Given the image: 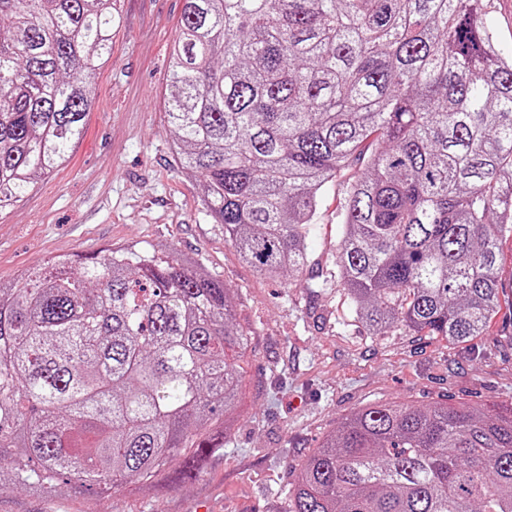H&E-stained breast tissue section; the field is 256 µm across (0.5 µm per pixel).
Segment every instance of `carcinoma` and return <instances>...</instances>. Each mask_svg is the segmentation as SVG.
<instances>
[{"mask_svg": "<svg viewBox=\"0 0 512 512\" xmlns=\"http://www.w3.org/2000/svg\"><path fill=\"white\" fill-rule=\"evenodd\" d=\"M484 0H183L164 114L224 241L296 281L338 187L336 287L370 336L450 344L501 310L512 56ZM114 0H0V205L80 133ZM249 336L229 289L159 240L0 286V474L110 495L224 447ZM286 512H512V406L372 404L307 455Z\"/></svg>", "mask_w": 512, "mask_h": 512, "instance_id": "carcinoma-1", "label": "carcinoma"}]
</instances>
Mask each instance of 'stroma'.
Returning a JSON list of instances; mask_svg holds the SVG:
<instances>
[{"label": "stroma", "mask_w": 512, "mask_h": 512, "mask_svg": "<svg viewBox=\"0 0 512 512\" xmlns=\"http://www.w3.org/2000/svg\"><path fill=\"white\" fill-rule=\"evenodd\" d=\"M109 61L93 72L91 102L67 160L25 199L0 210V284L64 255L149 249L164 239L195 255L229 288L250 337L240 415L195 481L92 496L0 489V512H284L304 457L342 418L371 403H512V238L499 244L501 311L463 344L405 329L366 336L330 278L340 239L328 192L300 282L267 280L224 241L201 205L199 180L175 161L163 107L182 0H116Z\"/></svg>", "instance_id": "1"}]
</instances>
